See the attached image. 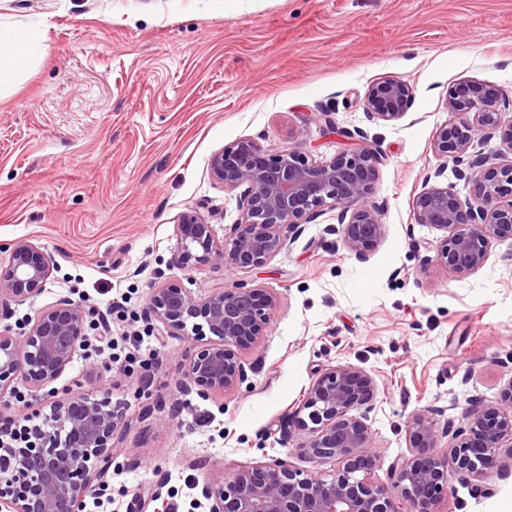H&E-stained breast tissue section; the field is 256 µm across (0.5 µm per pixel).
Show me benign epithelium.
<instances>
[{
    "label": "benign epithelium",
    "mask_w": 512,
    "mask_h": 512,
    "mask_svg": "<svg viewBox=\"0 0 512 512\" xmlns=\"http://www.w3.org/2000/svg\"><path fill=\"white\" fill-rule=\"evenodd\" d=\"M412 101L403 80L383 77L363 97L367 113L386 121L402 118ZM446 105L455 122L438 134L433 149L442 159L466 161L458 177L472 186L462 197L448 187H426L417 196V221L444 231L434 265L456 273L484 266L495 241L512 240V118H503L498 90L476 82L452 87ZM499 133L509 159H465L480 135ZM381 156L367 146L316 161L299 143L269 154L251 140L216 151L209 163L214 181L240 190L241 212L230 238L216 240L212 225L195 211L174 225L176 264L210 263L260 269L280 254L324 207L339 210L327 227L358 258L385 236L379 209L370 198ZM54 270L53 259L29 240L15 242L0 258V299L22 302L39 294ZM276 296L241 283L216 287L199 298L180 281L166 278L150 293L147 315L169 336H189L197 349L189 361L185 392L202 398L239 388L247 373L243 353L268 335ZM92 306L61 299L16 332L0 328V399L22 380L40 391L58 380L86 345L97 323ZM375 381L353 365L325 369L311 384L293 426L302 432L296 449L308 463L332 460L337 473L316 476L281 459L243 465L206 482L209 512H436L451 480L482 482L512 467V379L494 405L470 399L461 418L438 425L425 413L407 425L411 456L396 462L388 481H373L378 453L368 424ZM47 395L54 421L26 426L0 412V512H82L86 495L108 486L112 439L118 417L105 399L65 388ZM450 443L438 452L441 440Z\"/></svg>",
    "instance_id": "7a95c632"
}]
</instances>
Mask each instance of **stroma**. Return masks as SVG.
<instances>
[{
    "instance_id": "35a3bbf8",
    "label": "stroma",
    "mask_w": 512,
    "mask_h": 512,
    "mask_svg": "<svg viewBox=\"0 0 512 512\" xmlns=\"http://www.w3.org/2000/svg\"><path fill=\"white\" fill-rule=\"evenodd\" d=\"M23 31L29 59L0 86V246L27 239L54 261L38 295L0 304L20 327L68 298L112 316L116 336L157 334L121 370L105 354L78 355L56 388L109 398L122 419L109 494L115 512L201 507V487L238 465L279 458L303 466L288 423L318 373L350 364L376 388L369 414L376 479L411 454V415L464 411L495 400L512 379V240L493 242L482 268L423 271L441 233L413 202L429 177L468 195L433 144L454 122L449 90L472 80L512 101V0H0V32ZM392 76L413 90L398 121L367 115L362 98ZM362 132L383 157L374 199L386 227L357 259L326 234V209L261 269L174 265V226L200 212L216 237L239 217L236 192L209 160L249 139L268 153L296 141L311 158L342 149L316 117ZM195 295L257 284L279 305L269 334L244 355L247 380L201 399L179 384L194 341L158 335L146 304L158 276ZM492 492L451 482L438 512H512V473ZM160 487L156 501L137 494Z\"/></svg>"
}]
</instances>
